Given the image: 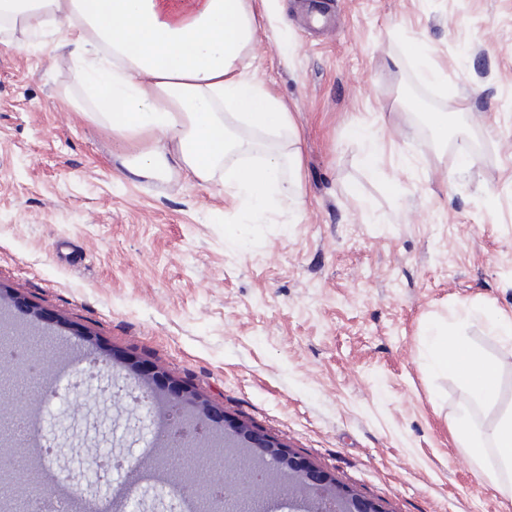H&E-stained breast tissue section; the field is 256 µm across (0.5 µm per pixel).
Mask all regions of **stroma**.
<instances>
[{
	"label": "stroma",
	"instance_id": "obj_1",
	"mask_svg": "<svg viewBox=\"0 0 512 512\" xmlns=\"http://www.w3.org/2000/svg\"><path fill=\"white\" fill-rule=\"evenodd\" d=\"M261 23L254 65L293 114L305 205L242 218L243 251L223 197L122 167L60 31L0 43V330L36 361L0 359V414L40 427L27 466L52 495L78 483L113 512L120 490L167 503L185 481L232 502L264 467L259 512H306L287 470L225 442L235 422L383 512H512L451 434L466 392L424 367L430 320L468 302L465 334L502 361L476 421L512 407V344L485 318L512 317V0H270ZM174 380L211 406L177 447ZM102 454L124 465L100 481L85 462Z\"/></svg>",
	"mask_w": 512,
	"mask_h": 512
}]
</instances>
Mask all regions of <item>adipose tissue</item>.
<instances>
[{
	"label": "adipose tissue",
	"mask_w": 512,
	"mask_h": 512,
	"mask_svg": "<svg viewBox=\"0 0 512 512\" xmlns=\"http://www.w3.org/2000/svg\"><path fill=\"white\" fill-rule=\"evenodd\" d=\"M256 0H0V33L50 24L80 58L98 118L121 147L126 171L158 178L178 171L209 185L224 173V198L253 223H269L299 170L287 104L250 61ZM429 369L453 377L479 404H497L500 364L461 323L429 329ZM492 482L512 480V408L482 431L468 413L453 424Z\"/></svg>",
	"instance_id": "ef3b65f1"
}]
</instances>
